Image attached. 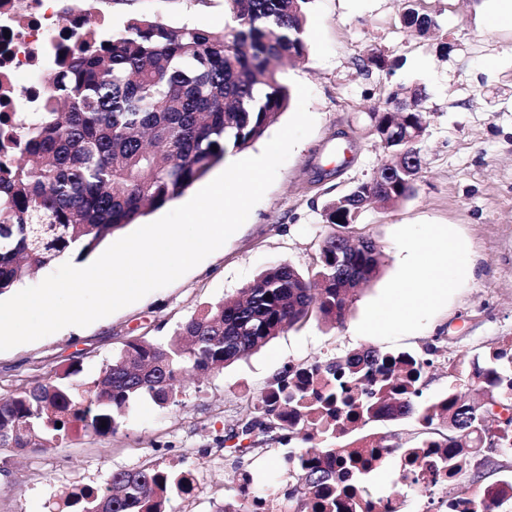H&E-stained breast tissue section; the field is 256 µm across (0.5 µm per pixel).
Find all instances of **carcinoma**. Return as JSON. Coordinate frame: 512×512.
I'll return each mask as SVG.
<instances>
[{
	"label": "carcinoma",
	"mask_w": 512,
	"mask_h": 512,
	"mask_svg": "<svg viewBox=\"0 0 512 512\" xmlns=\"http://www.w3.org/2000/svg\"><path fill=\"white\" fill-rule=\"evenodd\" d=\"M228 2L232 23L222 31L134 18L117 34L101 26L83 32L45 79L40 111L0 113V296L36 269L85 259L115 232L182 196L226 155L262 139L288 108L290 90L272 62L305 56L310 0ZM402 22L421 34L435 28L411 3ZM421 96L417 87H402L369 113L377 138L399 160L327 203L325 223L346 230L369 196L389 205L415 194ZM381 258L371 238L333 233L311 276L274 264L240 298L192 315L168 339H131L93 375L73 361L0 401V447H40L78 432L115 435L137 401L178 405L185 372L218 373L314 315L340 326L352 302L348 291L374 277ZM429 367L427 358L366 347L276 378L241 431L228 435L257 431L288 446L292 485L255 500L271 501L279 512H373L367 491L348 493V482L364 477L357 468L362 440L338 441L374 420L415 419L421 431L407 444L444 449L439 463L450 477L475 468L476 443L492 437L495 448L512 451V416L494 412L496 405L512 410V343L472 362L468 380L478 400L467 402L450 387L422 401ZM314 436L321 449L310 452L304 444ZM251 451L232 449L240 485H251L242 468ZM195 480L190 469L118 471L103 488L67 493L63 505L171 512L173 495L190 492ZM511 492L503 482L481 495L464 489L450 507L489 512L490 502Z\"/></svg>",
	"instance_id": "cac0c4a2"
}]
</instances>
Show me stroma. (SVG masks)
Returning <instances> with one entry per match:
<instances>
[{
	"mask_svg": "<svg viewBox=\"0 0 512 512\" xmlns=\"http://www.w3.org/2000/svg\"><path fill=\"white\" fill-rule=\"evenodd\" d=\"M437 27L405 28V0H310L305 60L287 64V86L312 91V133L293 149L247 221L172 284L74 330L0 351V399L78 360L98 367L133 337L160 339L209 304L231 298L269 265L313 271L323 240L325 204L371 179L385 158L368 114L401 86L423 89L426 130L416 193L393 205H369L352 228L383 253L378 273L353 297L343 326L310 319L217 374L186 377L179 405L135 403L121 429L107 437L74 434L59 444L0 451V512H54L62 493L99 487L113 472L148 464L191 468L190 493L174 496L173 512H216L234 487L233 459L221 441L288 365L354 349L431 356L425 399L448 388V364L469 370L474 359L512 339V28L482 21L489 0H415ZM107 26L148 17L180 26L220 29L227 0H99ZM389 56L384 70L364 68L371 50ZM454 236L472 263L439 302L418 316L397 315L393 294L406 245L424 226ZM393 309L391 323L365 331L371 308ZM283 445L257 444L247 470L264 494L285 485Z\"/></svg>",
	"mask_w": 512,
	"mask_h": 512,
	"instance_id": "35a3bbf8",
	"label": "stroma"
}]
</instances>
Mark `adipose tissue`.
I'll return each mask as SVG.
<instances>
[{
    "mask_svg": "<svg viewBox=\"0 0 512 512\" xmlns=\"http://www.w3.org/2000/svg\"><path fill=\"white\" fill-rule=\"evenodd\" d=\"M423 235L434 242V250L413 248L401 259L403 277L398 294L404 300L403 313L410 317L438 301L449 283L468 268L466 253L439 226L426 227Z\"/></svg>",
    "mask_w": 512,
    "mask_h": 512,
    "instance_id": "obj_1",
    "label": "adipose tissue"
}]
</instances>
